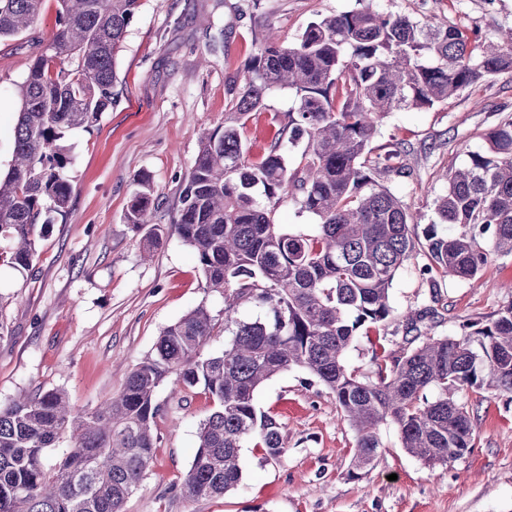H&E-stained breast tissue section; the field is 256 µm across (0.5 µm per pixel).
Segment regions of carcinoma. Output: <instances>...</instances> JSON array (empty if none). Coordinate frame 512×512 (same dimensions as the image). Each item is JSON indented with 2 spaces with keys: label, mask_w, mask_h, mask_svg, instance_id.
<instances>
[{
  "label": "carcinoma",
  "mask_w": 512,
  "mask_h": 512,
  "mask_svg": "<svg viewBox=\"0 0 512 512\" xmlns=\"http://www.w3.org/2000/svg\"><path fill=\"white\" fill-rule=\"evenodd\" d=\"M58 27L32 42L34 57L19 86L21 108L13 158L0 173V242L25 275L36 257L35 230L68 208L72 185L65 145L117 101V54L140 0H57ZM43 0H0V40L22 36ZM512 72V27L485 35L461 22L421 21L371 4L307 24L293 45L269 30L246 66L240 93L224 110V130L204 135L170 229L195 248L205 287L224 294V349L204 357L214 317L201 306L167 326L152 355L122 389L77 412L51 390L0 404V512H123L157 447V388L170 375L203 388L214 410L198 431L181 494L221 497L242 478L243 442L257 440L268 458L285 451L280 424L257 412L255 392L292 368L307 370L335 396L356 445L350 475L373 467L380 428L391 422L402 448L431 466L472 448L474 424L464 388L512 394V301L470 335L426 336L425 309L405 315L402 346L372 351L365 375L345 356L366 325L395 318L390 289L416 253L409 205L373 177L410 176L408 148L395 141L372 155L379 119L430 109L495 75ZM291 89L288 112L264 150L251 159L247 115L268 95ZM485 146L445 175L426 232L433 272L475 280L492 254H512V120L488 131ZM305 143L297 166L285 149ZM127 221L143 233L141 258L162 235L151 222L153 188L136 179ZM293 199L316 218L311 233L274 223ZM449 224L452 233H439ZM267 309L265 319L236 317L240 305ZM435 392L428 399L426 392ZM66 450L52 466L46 453Z\"/></svg>",
  "instance_id": "1"
}]
</instances>
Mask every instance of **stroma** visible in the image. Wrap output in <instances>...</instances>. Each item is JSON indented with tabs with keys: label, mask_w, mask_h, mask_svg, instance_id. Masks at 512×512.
Returning a JSON list of instances; mask_svg holds the SVG:
<instances>
[{
	"label": "stroma",
	"mask_w": 512,
	"mask_h": 512,
	"mask_svg": "<svg viewBox=\"0 0 512 512\" xmlns=\"http://www.w3.org/2000/svg\"><path fill=\"white\" fill-rule=\"evenodd\" d=\"M385 12L422 21L448 17L489 32L512 26V0H374ZM356 0H141L117 56L118 99L86 131L67 141L72 195L65 215H53L37 238L33 276L0 262V403L64 390L79 411L118 392L154 349L164 328L198 306L215 319L202 348H224V296L209 290L193 247L168 228L201 137L223 129L224 108L243 84L244 68L266 25L294 42L318 17L356 8ZM57 0H45L26 35L0 42V169L13 154L20 109L17 93L33 60L31 42L57 28ZM268 110L250 113V156L261 154L287 122L291 92L271 94ZM512 119V74H500L427 110L382 117L373 141L410 150L412 174H378L410 205L417 233L435 219L434 201L447 189L444 171L464 164L480 135ZM153 187L154 222L164 234L150 257L126 215L137 176ZM418 255L396 275V313L433 307L430 336H459L487 323L512 302V255L492 256L480 284L440 274L424 278ZM473 418V446L463 457L425 466L408 454L395 425L380 429L382 452L360 477L349 475L355 433L331 391L291 368L255 393L258 411L281 426L285 446L269 460L247 440L242 478L220 498L187 500L178 485L193 461L200 423L214 404L202 389L175 377L159 387L153 461L129 496L125 512H512V399L463 390Z\"/></svg>",
	"instance_id": "35a3bbf8"
}]
</instances>
